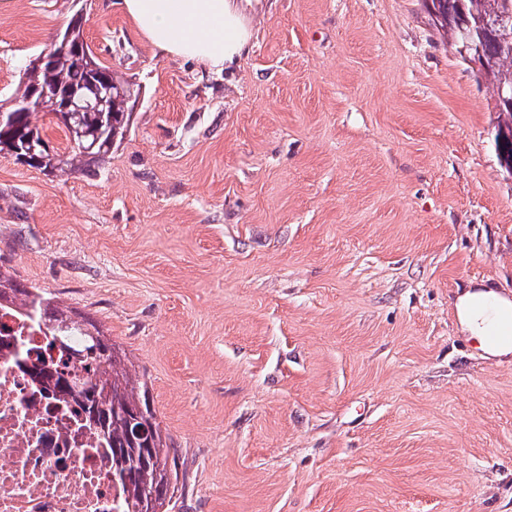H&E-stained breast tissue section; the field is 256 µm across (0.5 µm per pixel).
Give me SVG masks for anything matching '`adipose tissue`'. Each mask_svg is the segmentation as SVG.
Wrapping results in <instances>:
<instances>
[{
    "label": "adipose tissue",
    "instance_id": "obj_1",
    "mask_svg": "<svg viewBox=\"0 0 512 512\" xmlns=\"http://www.w3.org/2000/svg\"><path fill=\"white\" fill-rule=\"evenodd\" d=\"M121 7L156 50L211 70L237 63L253 37L237 0H122ZM455 307L462 331L480 339L512 304L477 285Z\"/></svg>",
    "mask_w": 512,
    "mask_h": 512
}]
</instances>
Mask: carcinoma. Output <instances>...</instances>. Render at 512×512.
Listing matches in <instances>:
<instances>
[{
    "label": "carcinoma",
    "mask_w": 512,
    "mask_h": 512,
    "mask_svg": "<svg viewBox=\"0 0 512 512\" xmlns=\"http://www.w3.org/2000/svg\"><path fill=\"white\" fill-rule=\"evenodd\" d=\"M431 2L439 27L447 31L455 48L474 42L491 63L483 78L492 90L493 109L501 116L495 142L504 160L512 162V107L499 102L501 89L512 86V0ZM64 33L69 40L52 46L51 61L24 69L13 94L12 119L0 124V154L44 171L88 173L126 135L138 92L93 51H85L82 19H71ZM97 89L111 90L105 111L74 112L69 119L59 116L66 97L92 95ZM40 113L65 127L71 142L68 151L38 148L30 154L24 148L28 135L42 138L37 124ZM7 305L35 316L44 327L49 350L62 355L58 361L33 364L29 376L56 379L64 400L83 411L89 425L112 449L114 472L135 471L131 482L119 483L124 512H167L179 477L178 462L150 406L146 383L131 372L126 353L93 316L0 268V309ZM73 336L82 338L76 348L69 344ZM69 375L81 382L80 394L66 385Z\"/></svg>",
    "instance_id": "cac0c4a2"
}]
</instances>
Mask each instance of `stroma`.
<instances>
[{
    "label": "stroma",
    "mask_w": 512,
    "mask_h": 512,
    "mask_svg": "<svg viewBox=\"0 0 512 512\" xmlns=\"http://www.w3.org/2000/svg\"><path fill=\"white\" fill-rule=\"evenodd\" d=\"M209 73L119 0H0V104L74 15L139 91L97 175L0 155V267L90 312L145 381L168 512H512V300L490 90L425 0H240ZM462 292L456 301L458 320L461 330L468 336L483 341L484 332L499 324L488 336L484 338L486 348H494L503 343H512V315L507 323H501L503 313L509 310V303L500 300L492 291H485L483 286L475 285ZM482 301L492 302L497 305L496 312L491 314Z\"/></svg>",
    "instance_id": "1"
}]
</instances>
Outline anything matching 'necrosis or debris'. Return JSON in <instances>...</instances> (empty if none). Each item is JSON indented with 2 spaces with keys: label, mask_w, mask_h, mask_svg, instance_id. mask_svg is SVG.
Segmentation results:
<instances>
[{
  "label": "necrosis or debris",
  "mask_w": 512,
  "mask_h": 512,
  "mask_svg": "<svg viewBox=\"0 0 512 512\" xmlns=\"http://www.w3.org/2000/svg\"><path fill=\"white\" fill-rule=\"evenodd\" d=\"M0 512H122L112 456L22 369L45 351L36 319L0 312Z\"/></svg>",
  "instance_id": "4bbe7bcc"
}]
</instances>
